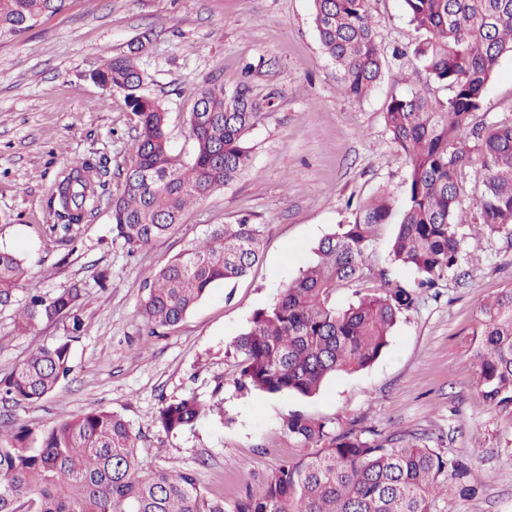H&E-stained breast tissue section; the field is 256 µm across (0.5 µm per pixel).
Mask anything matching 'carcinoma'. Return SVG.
Wrapping results in <instances>:
<instances>
[{
  "mask_svg": "<svg viewBox=\"0 0 512 512\" xmlns=\"http://www.w3.org/2000/svg\"><path fill=\"white\" fill-rule=\"evenodd\" d=\"M70 2L0 0V41L22 35L33 18L62 12ZM368 2L313 0L320 43L353 100L368 95L383 73ZM403 2L418 34L414 60L451 91L445 103L418 91L395 96L385 112L392 143L409 160L391 261L411 267L417 279L402 283L383 272L381 284L356 303L336 305L339 288L365 277L364 255L377 227L389 223L392 205L382 194L325 236L316 260L274 303L255 311L233 341L242 388L310 396L336 373L367 368L389 346L417 289L459 275L462 225L512 228V123L473 129L474 151L465 138L499 58L512 51V0ZM147 51L141 41L132 55L93 74L100 85L124 94L140 119L137 162L112 199L113 240L131 251L174 231L191 204L252 170L246 138L262 108L246 83L232 91L215 84L198 89L188 119L194 153L184 164L171 152L168 112L141 93L149 74L137 60ZM473 166L481 173L477 217L463 204V172ZM105 187L92 160L67 164L48 199L53 231L69 237L73 225L95 214ZM261 236L259 224H218L169 259L145 280L140 313L149 329L176 326L210 288L245 276L260 259ZM23 278L22 260L0 250V306L12 302ZM84 292L74 283L50 297L34 295L17 310L22 331L65 318L69 335L32 351L0 379L1 400L38 402L69 375L71 342L85 330ZM472 348L484 404L512 414V288L480 306ZM208 410L189 393L163 403L158 422L168 433L181 431ZM283 427L305 453L231 504L208 496L191 472L141 474L140 433L114 411L93 409L37 434L0 432V512H440L439 500L478 490L471 466L412 435L379 441L368 431H338L303 415L288 416ZM33 440L40 446L31 447Z\"/></svg>",
  "mask_w": 512,
  "mask_h": 512,
  "instance_id": "obj_1",
  "label": "carcinoma"
}]
</instances>
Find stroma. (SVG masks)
Masks as SVG:
<instances>
[{
	"label": "stroma",
	"instance_id": "obj_1",
	"mask_svg": "<svg viewBox=\"0 0 512 512\" xmlns=\"http://www.w3.org/2000/svg\"><path fill=\"white\" fill-rule=\"evenodd\" d=\"M370 7L385 63L359 101L341 92V73L313 23V0H72L68 10L0 42V249L19 255L26 270L24 290L0 306V379L69 328L60 319L20 332L15 315L28 294L52 296L85 283L87 322L72 344L68 378L38 403L0 402V430L39 432L89 410L114 411L141 434L142 474L190 471L205 492L230 502L302 455L282 427L300 413L339 430L421 437L479 471L478 495L449 496L443 512H512V417L484 405L469 348L481 304L512 286V235L477 236L463 225L464 278L421 292L373 365L331 376L314 396L238 388L236 362L226 354L253 313L314 261L319 241L379 194L389 196L393 213L366 253L368 277L340 289L336 303L374 287L382 269L399 281L414 279L389 256L409 161L384 115L392 97L410 90L440 102L450 92L399 57L417 37L402 0H370ZM145 38L144 92L167 109L171 147L183 161L192 158L188 115L201 86L248 83L263 108L247 136L251 172L132 253L112 239L111 198L136 160L139 118L92 75ZM475 119L512 122L511 52L500 57ZM74 158L102 161L110 193L65 242L51 229L47 200ZM243 220L263 228L260 261L243 278L213 287L176 326L150 333L139 313L146 277L211 225ZM188 393L213 412L165 432L157 421L162 402Z\"/></svg>",
	"mask_w": 512,
	"mask_h": 512
}]
</instances>
